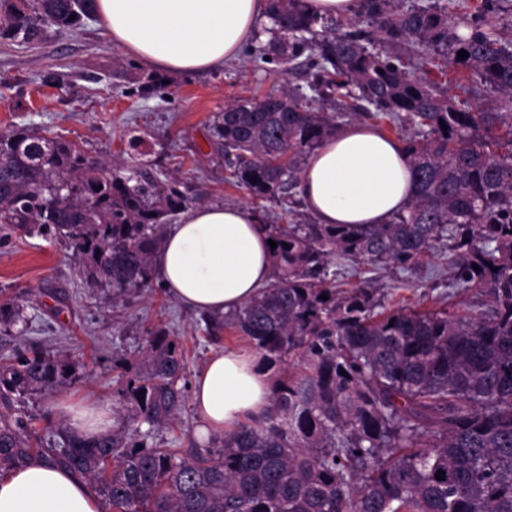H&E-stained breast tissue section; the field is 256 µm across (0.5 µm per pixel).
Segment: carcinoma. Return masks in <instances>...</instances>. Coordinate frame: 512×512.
<instances>
[{
	"label": "carcinoma",
	"mask_w": 512,
	"mask_h": 512,
	"mask_svg": "<svg viewBox=\"0 0 512 512\" xmlns=\"http://www.w3.org/2000/svg\"><path fill=\"white\" fill-rule=\"evenodd\" d=\"M0 0V38L73 29L94 0ZM507 0H362L340 19L269 0L252 54L306 73L308 91L239 98L208 127L230 183L284 207L257 224L271 249L264 290L220 319L272 372L270 409L188 458L159 437L186 403L178 337L145 331L122 369L112 435L32 431L27 396L71 381L68 359L32 349L0 366V474L33 458L86 480L101 512H512V17ZM464 50L466 57H457ZM460 68L477 101L459 107L432 78ZM496 95L481 103V88ZM385 122L408 146L415 195L386 224H318L296 198L312 151L353 120ZM445 126H440V123ZM191 204L148 163L102 161L60 136L0 133V229L64 243L88 288L121 299L152 287L169 221ZM448 251V277L474 293L457 310L391 307L376 281L336 286L331 260L405 271ZM479 266L474 270L473 266ZM328 299H323V296ZM0 301V327L28 326ZM347 375H342V372ZM441 474L442 479L435 478Z\"/></svg>",
	"instance_id": "1"
}]
</instances>
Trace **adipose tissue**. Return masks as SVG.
<instances>
[{
	"label": "adipose tissue",
	"instance_id": "1",
	"mask_svg": "<svg viewBox=\"0 0 512 512\" xmlns=\"http://www.w3.org/2000/svg\"><path fill=\"white\" fill-rule=\"evenodd\" d=\"M95 13L126 54L167 73L216 71L256 43L267 0H96ZM304 204L321 224H383L413 198L401 139L354 122L315 149L299 179ZM167 293L195 315L221 316L254 297L270 277L269 244L249 207L201 204L168 226L154 257ZM200 439H217L264 415L271 387L261 355L228 348L210 356L191 384ZM70 431L111 434L105 404L58 401ZM0 512H100L88 483L34 460L0 475Z\"/></svg>",
	"mask_w": 512,
	"mask_h": 512
}]
</instances>
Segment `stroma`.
Wrapping results in <instances>:
<instances>
[{
    "mask_svg": "<svg viewBox=\"0 0 512 512\" xmlns=\"http://www.w3.org/2000/svg\"><path fill=\"white\" fill-rule=\"evenodd\" d=\"M301 74L281 76L279 66L255 60L250 51L221 71L165 75L114 45L97 19L73 31H49L31 45L0 39V131L31 127L62 135L89 155L120 162L151 161L175 174L184 191L202 202L253 206L245 190L229 183L221 161L209 157L206 135L226 101L262 97L283 86H304ZM390 304L439 308L468 300L454 288L444 260L424 257L413 270L376 276ZM27 304L25 336L0 333V363L39 346L76 366L72 383L54 394L26 401L37 429L59 425L52 406L62 398L118 407L115 379L121 365L135 363L145 328L163 326L179 336L190 373H197L221 347L249 348L225 333L212 342L196 316L162 286L112 300L86 288L71 249L14 233L0 240V300Z\"/></svg>",
    "mask_w": 512,
    "mask_h": 512,
    "instance_id": "35a3bbf8",
    "label": "stroma"
}]
</instances>
